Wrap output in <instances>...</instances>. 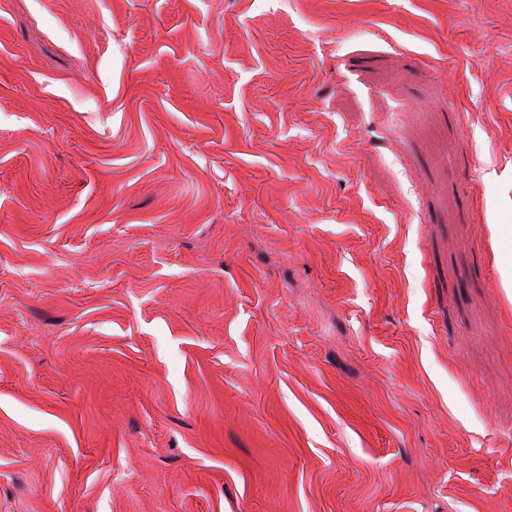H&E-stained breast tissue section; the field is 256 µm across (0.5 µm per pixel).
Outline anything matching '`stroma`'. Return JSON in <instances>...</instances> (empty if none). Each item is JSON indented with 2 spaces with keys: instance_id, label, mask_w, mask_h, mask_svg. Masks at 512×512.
I'll return each instance as SVG.
<instances>
[{
  "instance_id": "stroma-1",
  "label": "stroma",
  "mask_w": 512,
  "mask_h": 512,
  "mask_svg": "<svg viewBox=\"0 0 512 512\" xmlns=\"http://www.w3.org/2000/svg\"><path fill=\"white\" fill-rule=\"evenodd\" d=\"M512 0H0V512H512Z\"/></svg>"
}]
</instances>
